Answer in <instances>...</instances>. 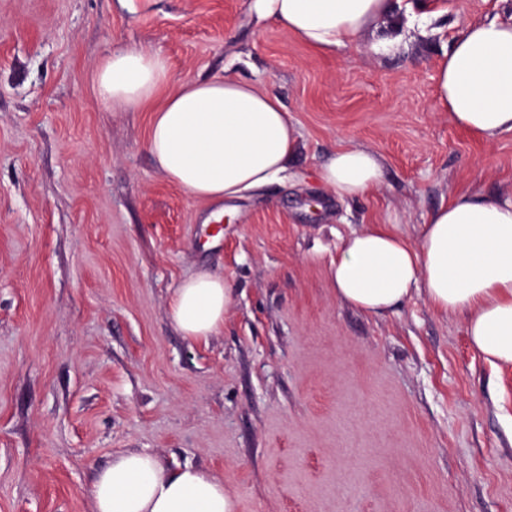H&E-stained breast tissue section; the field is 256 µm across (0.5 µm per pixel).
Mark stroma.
<instances>
[{
    "mask_svg": "<svg viewBox=\"0 0 512 512\" xmlns=\"http://www.w3.org/2000/svg\"><path fill=\"white\" fill-rule=\"evenodd\" d=\"M430 3L422 22L392 0L358 46L319 55L250 0H0V512H95L92 475L129 449L206 469L237 512H512V367L423 291L371 315L330 276L369 225L414 243L457 191L512 196V133L477 139L434 99L462 27L512 0ZM131 47L177 81L275 94L300 132L287 178L211 223L219 206L157 171L149 112L93 91ZM344 146L383 160L365 198L316 178ZM201 271L235 299L194 341L169 303Z\"/></svg>",
    "mask_w": 512,
    "mask_h": 512,
    "instance_id": "1",
    "label": "stroma"
}]
</instances>
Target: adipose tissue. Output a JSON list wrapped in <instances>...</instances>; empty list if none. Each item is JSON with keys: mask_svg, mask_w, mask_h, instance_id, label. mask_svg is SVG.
Listing matches in <instances>:
<instances>
[{"mask_svg": "<svg viewBox=\"0 0 512 512\" xmlns=\"http://www.w3.org/2000/svg\"><path fill=\"white\" fill-rule=\"evenodd\" d=\"M270 19L325 55L358 43L389 10L388 0H251ZM100 100L116 109L153 106L148 150L158 172L191 196L238 198L278 179L299 145L280 99L229 77L173 81L159 53L130 48L105 56L90 77ZM441 111L470 134L490 140L512 132V20L465 25L437 65ZM322 184L341 199L374 192L384 177L373 151L347 146L320 168ZM337 297L381 314L414 289L442 313L465 316L471 346L495 366H512V197L454 194L435 209L417 243L372 225L352 234L332 262ZM233 290L201 272L176 289L170 314L181 332L206 337L224 322ZM96 512H236L219 480L186 466L164 467L145 450L113 455L90 486Z\"/></svg>", "mask_w": 512, "mask_h": 512, "instance_id": "ef3b65f1", "label": "adipose tissue"}]
</instances>
